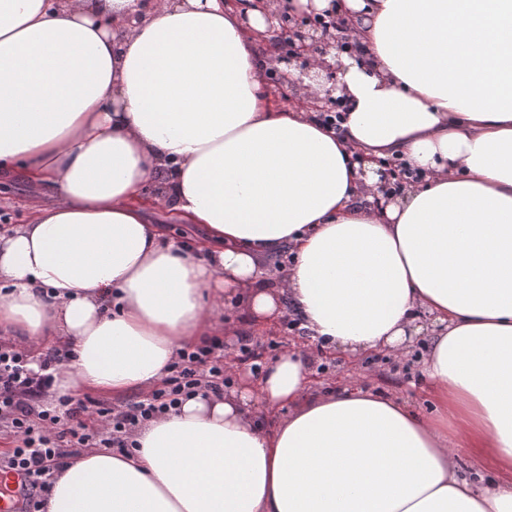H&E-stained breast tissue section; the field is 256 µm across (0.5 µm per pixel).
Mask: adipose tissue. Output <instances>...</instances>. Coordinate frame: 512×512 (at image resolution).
Instances as JSON below:
<instances>
[{
	"mask_svg": "<svg viewBox=\"0 0 512 512\" xmlns=\"http://www.w3.org/2000/svg\"><path fill=\"white\" fill-rule=\"evenodd\" d=\"M285 10L340 26L284 111ZM0 163L53 190L0 234V335L67 354L54 395L156 388L243 295L356 363L424 342L433 406L291 351L71 458L45 512H512V0H0ZM286 80V73H283ZM261 92L276 106L288 108V105H298L299 101L290 97L288 92L287 80L282 81L280 75L277 76L269 70L260 76ZM151 218L154 224H161L167 235L178 242L186 241L198 233L194 225L182 224L172 212L163 208L152 210ZM305 350L310 357V366L315 378L324 388L336 387L350 370L349 365L342 363L340 359L332 360L315 345L310 344Z\"/></svg>",
	"mask_w": 512,
	"mask_h": 512,
	"instance_id": "adipose-tissue-1",
	"label": "adipose tissue"
}]
</instances>
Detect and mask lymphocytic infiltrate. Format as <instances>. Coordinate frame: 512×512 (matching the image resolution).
Returning <instances> with one entry per match:
<instances>
[{"label":"lymphocytic infiltrate","instance_id":"lymphocytic-infiltrate-1","mask_svg":"<svg viewBox=\"0 0 512 512\" xmlns=\"http://www.w3.org/2000/svg\"><path fill=\"white\" fill-rule=\"evenodd\" d=\"M223 350V338L213 336L181 352L161 388L122 408L67 396L51 405L47 396L64 355L46 352L33 370L26 347L0 339V427L14 443L0 457V470L24 476L22 512H40V492L76 449L133 447L139 422L176 409L183 398L223 392L228 382Z\"/></svg>","mask_w":512,"mask_h":512}]
</instances>
